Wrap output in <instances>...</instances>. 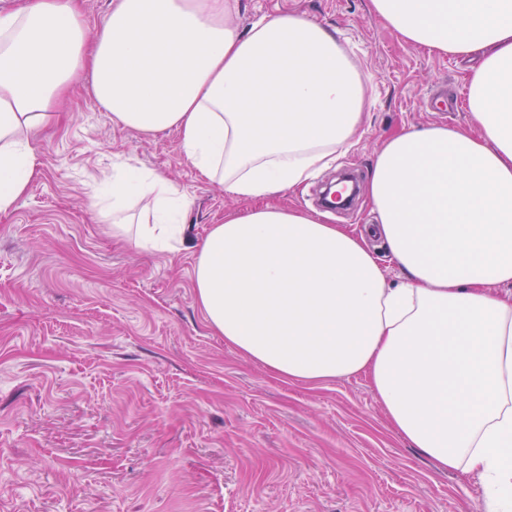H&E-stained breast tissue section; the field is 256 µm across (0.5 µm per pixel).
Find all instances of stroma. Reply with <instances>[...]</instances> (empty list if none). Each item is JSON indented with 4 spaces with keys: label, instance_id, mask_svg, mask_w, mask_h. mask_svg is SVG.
Here are the masks:
<instances>
[{
    "label": "stroma",
    "instance_id": "stroma-1",
    "mask_svg": "<svg viewBox=\"0 0 512 512\" xmlns=\"http://www.w3.org/2000/svg\"><path fill=\"white\" fill-rule=\"evenodd\" d=\"M296 13L336 29L372 87L357 144L273 197L363 228L315 191L368 176L403 130L465 127L466 61L403 41L368 0H238L232 22ZM78 73L34 131L36 171L0 213V512H483L481 486L440 473L389 427L369 380L287 383L226 345L193 288L194 244L244 204L181 153L176 133L113 123ZM129 164L179 187L186 243L157 251L113 238L97 187Z\"/></svg>",
    "mask_w": 512,
    "mask_h": 512
}]
</instances>
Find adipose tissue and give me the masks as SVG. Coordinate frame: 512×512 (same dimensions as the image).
Segmentation results:
<instances>
[{
    "label": "adipose tissue",
    "instance_id": "obj_1",
    "mask_svg": "<svg viewBox=\"0 0 512 512\" xmlns=\"http://www.w3.org/2000/svg\"><path fill=\"white\" fill-rule=\"evenodd\" d=\"M230 0H114L87 41L70 0L0 14V213L35 173L30 132L82 69L115 123L173 130L206 179L245 202L195 245L193 285L216 335L273 376H367L392 430L475 478L485 512L512 489V0H370L402 40L468 69L469 128H411L371 167L369 232L271 205L359 139L372 94L337 31L298 14L247 31ZM151 203L147 243L184 244L189 199L156 174L112 181ZM386 249L378 256L370 238ZM402 272L386 276L387 263Z\"/></svg>",
    "mask_w": 512,
    "mask_h": 512
}]
</instances>
